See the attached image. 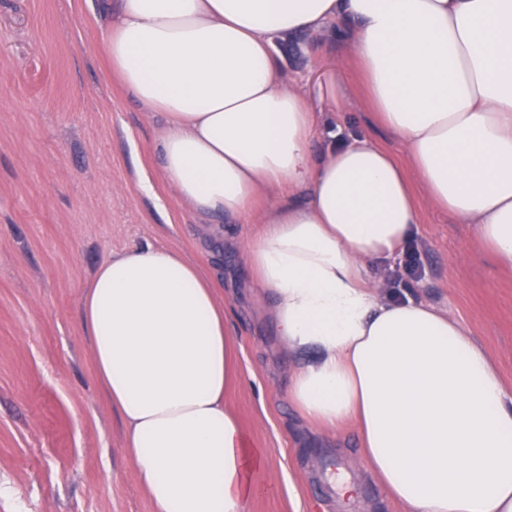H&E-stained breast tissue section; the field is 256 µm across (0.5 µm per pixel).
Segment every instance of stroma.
<instances>
[{
    "label": "stroma",
    "mask_w": 512,
    "mask_h": 512,
    "mask_svg": "<svg viewBox=\"0 0 512 512\" xmlns=\"http://www.w3.org/2000/svg\"><path fill=\"white\" fill-rule=\"evenodd\" d=\"M106 11L107 0H0V512H152L81 322L101 262L146 244L186 252L224 288L237 341L225 401L273 455L275 482L248 512H405L368 472L355 425L315 433L290 404L288 375L301 360L281 350L235 245L259 229L262 212L247 224H205L174 194L152 152L161 121L107 72ZM276 48L283 78L319 112L320 132L399 153L340 43L322 32ZM418 200L420 277L395 288L383 269L374 276L385 294L458 321L512 393V271L479 251L470 225ZM338 471L356 483L353 498L333 489Z\"/></svg>",
    "instance_id": "35a3bbf8"
}]
</instances>
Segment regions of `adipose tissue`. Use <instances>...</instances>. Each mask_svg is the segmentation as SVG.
Listing matches in <instances>:
<instances>
[{"label": "adipose tissue", "instance_id": "adipose-tissue-1", "mask_svg": "<svg viewBox=\"0 0 512 512\" xmlns=\"http://www.w3.org/2000/svg\"><path fill=\"white\" fill-rule=\"evenodd\" d=\"M341 39L380 127L334 144L280 76V39ZM108 72L159 116L176 196L239 243L283 348L309 356L288 398L314 428L355 424L406 512H512V396L483 349L430 304L385 301L373 266L420 222L412 184L512 268V0H117ZM218 282L177 250L96 270L82 323L153 512H247L271 451L224 403L236 351Z\"/></svg>", "mask_w": 512, "mask_h": 512}]
</instances>
